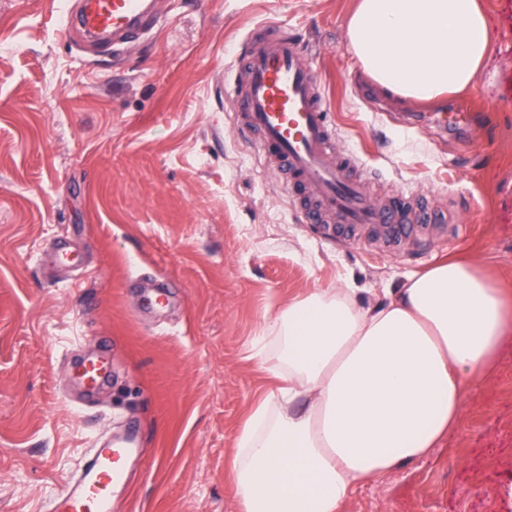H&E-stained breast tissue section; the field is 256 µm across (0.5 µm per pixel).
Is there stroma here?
Segmentation results:
<instances>
[{
    "mask_svg": "<svg viewBox=\"0 0 512 512\" xmlns=\"http://www.w3.org/2000/svg\"><path fill=\"white\" fill-rule=\"evenodd\" d=\"M470 89L437 104L380 93L347 46L354 0H157L123 56L63 34L68 0H0V512H48L91 448L136 432L144 461L114 512H238L230 456L267 378L265 310L345 285L383 301L459 256L512 280V0ZM291 26L339 144L375 194H424L447 234L398 254L326 240L229 125L224 71L243 34ZM172 288L163 314L144 286ZM111 347L92 398L72 361ZM346 512H512V341L424 461L367 483Z\"/></svg>",
    "mask_w": 512,
    "mask_h": 512,
    "instance_id": "35a3bbf8",
    "label": "stroma"
}]
</instances>
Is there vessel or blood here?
Wrapping results in <instances>:
<instances>
[{
	"label": "vessel or blood",
	"instance_id": "vessel-or-blood-1",
	"mask_svg": "<svg viewBox=\"0 0 512 512\" xmlns=\"http://www.w3.org/2000/svg\"><path fill=\"white\" fill-rule=\"evenodd\" d=\"M157 25L153 0H81L66 30L103 38L121 52ZM230 84L232 124L298 190L299 208L308 223L342 224L382 232L389 245L445 224L447 212L429 209L404 193L380 202L365 189L359 157L337 148L323 87L300 42L276 22L248 31L224 73ZM112 375L111 354L85 360L78 379L92 390ZM138 449L104 445L84 459L73 479L52 501V512H112L114 498L125 490L124 475Z\"/></svg>",
	"mask_w": 512,
	"mask_h": 512
}]
</instances>
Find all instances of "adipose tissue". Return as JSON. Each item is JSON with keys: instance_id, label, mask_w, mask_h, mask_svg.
Segmentation results:
<instances>
[{"instance_id": "obj_1", "label": "adipose tissue", "mask_w": 512, "mask_h": 512, "mask_svg": "<svg viewBox=\"0 0 512 512\" xmlns=\"http://www.w3.org/2000/svg\"><path fill=\"white\" fill-rule=\"evenodd\" d=\"M347 43L378 90L431 102L470 88L491 32L479 0H357ZM264 319L253 357L276 384L235 437L239 512H345L362 483L457 429L512 335V290L465 259L374 305L313 288Z\"/></svg>"}]
</instances>
